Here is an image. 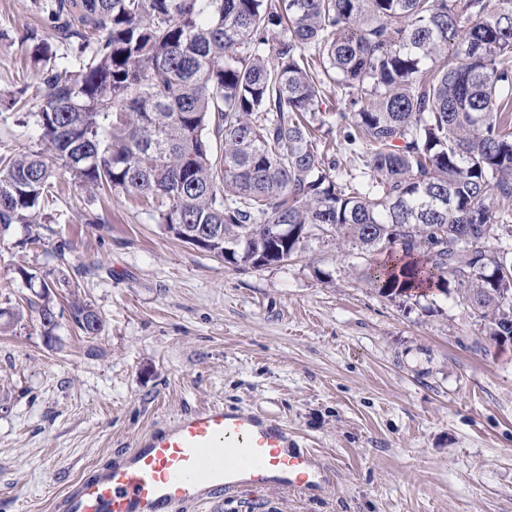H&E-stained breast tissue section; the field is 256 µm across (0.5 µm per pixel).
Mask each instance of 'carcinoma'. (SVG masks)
I'll return each mask as SVG.
<instances>
[{
	"mask_svg": "<svg viewBox=\"0 0 512 512\" xmlns=\"http://www.w3.org/2000/svg\"><path fill=\"white\" fill-rule=\"evenodd\" d=\"M51 22L79 66L39 75L44 149L0 155L1 230L41 242L68 173L228 264L337 241L379 294L454 288L512 341V0H55ZM322 130L362 146L347 183ZM53 293L42 279L28 300L50 339ZM69 315L103 330L87 303Z\"/></svg>",
	"mask_w": 512,
	"mask_h": 512,
	"instance_id": "1",
	"label": "carcinoma"
}]
</instances>
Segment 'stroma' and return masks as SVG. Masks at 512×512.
Masks as SVG:
<instances>
[{
  "instance_id": "1",
  "label": "stroma",
  "mask_w": 512,
  "mask_h": 512,
  "mask_svg": "<svg viewBox=\"0 0 512 512\" xmlns=\"http://www.w3.org/2000/svg\"><path fill=\"white\" fill-rule=\"evenodd\" d=\"M50 0H0V153L36 151L11 101L38 82L27 30ZM65 275L105 320L80 337L66 305L0 331V512H56L77 481L173 417L220 403L285 421L328 477L299 494L244 492L177 512H512V344L458 291L388 298L344 245L235 267L177 239L135 195L70 175L42 213ZM23 225L0 233V309L44 276Z\"/></svg>"
}]
</instances>
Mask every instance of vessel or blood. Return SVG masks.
<instances>
[{
    "instance_id": "vessel-or-blood-1",
    "label": "vessel or blood",
    "mask_w": 512,
    "mask_h": 512,
    "mask_svg": "<svg viewBox=\"0 0 512 512\" xmlns=\"http://www.w3.org/2000/svg\"><path fill=\"white\" fill-rule=\"evenodd\" d=\"M279 419L212 404L170 420L61 499V512H170L223 503L246 490L316 488L326 470L314 449L292 450Z\"/></svg>"
}]
</instances>
